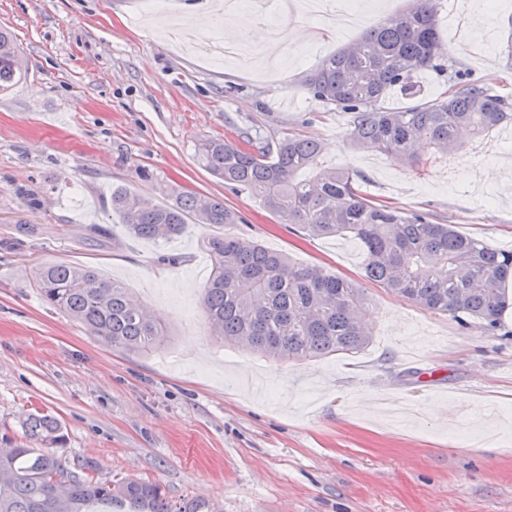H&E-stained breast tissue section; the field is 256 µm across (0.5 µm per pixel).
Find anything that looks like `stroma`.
<instances>
[{"label": "stroma", "mask_w": 512, "mask_h": 512, "mask_svg": "<svg viewBox=\"0 0 512 512\" xmlns=\"http://www.w3.org/2000/svg\"><path fill=\"white\" fill-rule=\"evenodd\" d=\"M406 6L375 0L350 28L335 11H296L275 58L215 60L182 46L203 21L210 40L224 35L199 0H0L28 64L0 94V435L22 438L28 413L49 412L72 470L156 481L214 512H512V307L500 335L423 311L366 283L358 239L305 237L195 160L206 139L298 133L321 142L320 166L361 172L371 196L512 249V140L466 136L411 169L349 146L351 114L304 87L324 56ZM438 27L445 69L419 74L423 98L463 73L512 98V0H443ZM174 183L223 198L244 218L237 235L365 285L370 344L290 363L220 345L202 304L211 227L158 245L109 209L113 188L164 204ZM44 263L123 281L164 345L131 353L46 306L33 283Z\"/></svg>", "instance_id": "stroma-1"}]
</instances>
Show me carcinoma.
<instances>
[{"label":"carcinoma","mask_w":512,"mask_h":512,"mask_svg":"<svg viewBox=\"0 0 512 512\" xmlns=\"http://www.w3.org/2000/svg\"><path fill=\"white\" fill-rule=\"evenodd\" d=\"M441 0H412L405 11L366 30L349 47L325 58L306 78L308 93L352 114L346 140L416 168L424 163L417 145L452 155L467 129L484 137L512 122V100L482 80L459 78L448 95L390 112L379 107L393 87L406 96L421 90L424 70L441 71L437 15ZM27 73L12 34L0 29V92ZM320 144L289 134L276 149L251 140L207 139L198 144V164L224 184L248 190L260 206L310 237L351 234L364 246L365 278L434 314L471 319L487 332L500 329L509 306L512 250L491 249L435 223L424 212H402L363 191L365 177L349 168H320ZM315 174L298 179L302 170ZM171 203L158 205L124 187L112 189L110 208L127 231L167 241L195 224L224 225L241 216L224 200L166 188ZM211 272L202 297L212 335L228 346L269 360L298 362L339 352L356 353L371 335L360 322L364 289L320 265L298 266L279 252L235 233L205 239ZM41 299L82 325L90 335L135 353H149L165 341L150 310L119 282L72 264L37 268ZM26 442L3 436L0 443V512H213L203 502L177 503L158 482L132 477L101 479L71 470L65 435L50 414L22 422Z\"/></svg>","instance_id":"cac0c4a2"}]
</instances>
